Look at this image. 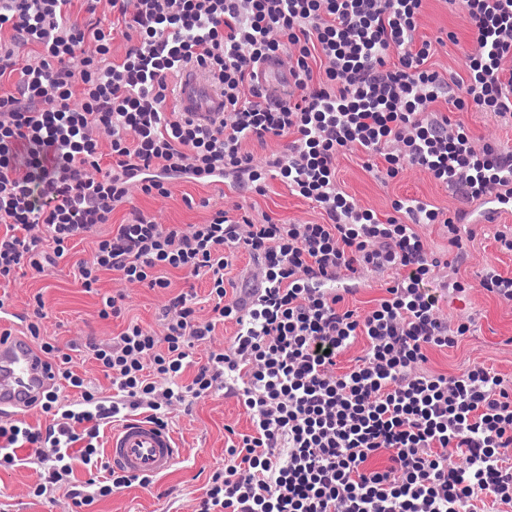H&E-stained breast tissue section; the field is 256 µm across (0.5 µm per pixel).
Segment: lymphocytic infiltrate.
<instances>
[{
    "mask_svg": "<svg viewBox=\"0 0 512 512\" xmlns=\"http://www.w3.org/2000/svg\"><path fill=\"white\" fill-rule=\"evenodd\" d=\"M424 0H0V286L18 271L48 275L75 239L130 205L90 259L77 261L82 288L102 272L150 289L170 273L207 277L213 302L197 317L187 290L162 311L156 336L129 322L111 344L87 353L116 394L97 396L73 358L41 334L42 297L25 315L31 342L49 358L58 385L39 402L46 428L0 420V470L42 465L40 497L73 473L74 463L103 479L72 485L74 506L139 484L111 469L100 428L127 413L167 428L172 403L217 392L250 411L253 431L226 448L196 512H478L476 501L512 507V382L481 363L461 374L424 371L427 353L457 347L471 320L449 324L431 292L442 264L417 232L442 225L464 256L474 230L467 214L419 200L393 201L381 216L340 187L338 156L360 153L385 181L406 166L424 169L462 201H497L512 211V149L477 144L462 121L440 112L476 110L512 121V0H461L471 31L464 75L435 70L436 46L419 33ZM112 16L102 25L101 9ZM136 33L112 59L115 34ZM95 54L84 52L87 41ZM287 58L293 84L271 99L261 64ZM194 67L224 97V116L205 126L170 107L172 80ZM110 138L102 148L97 131ZM282 143L255 160L249 142ZM101 177H91V170ZM230 178L239 192L265 195L280 179L313 203L318 224H281L218 208L184 232L132 207L133 191L170 197L176 180ZM45 226L47 237L35 235ZM261 272L259 286L226 279L238 251ZM388 273L384 297L366 315L348 309L361 273ZM236 331L227 348L192 365L195 344L219 325ZM350 370L337 358L357 340ZM196 371L181 390L168 380ZM79 399L64 406L59 391ZM387 454L385 468H368ZM459 455L464 466L451 465Z\"/></svg>",
    "mask_w": 512,
    "mask_h": 512,
    "instance_id": "1",
    "label": "lymphocytic infiltrate"
}]
</instances>
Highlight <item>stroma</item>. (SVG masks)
Instances as JSON below:
<instances>
[{
	"mask_svg": "<svg viewBox=\"0 0 512 512\" xmlns=\"http://www.w3.org/2000/svg\"><path fill=\"white\" fill-rule=\"evenodd\" d=\"M420 31L430 39L456 33L458 45L438 48L433 61L440 72L460 71L462 49L469 44V23L460 6H446L444 0H425ZM336 168L342 189L354 202L381 213L390 211L392 202L402 198H420L449 210L460 206L458 199L416 166L406 167L397 179L386 184L366 171L362 158L354 153L340 156ZM204 199L210 201V208L201 207ZM243 199L246 198L235 190L219 194L209 185L181 179L171 197L138 194L133 205L156 223L175 224L185 230L190 225L203 223L211 207L230 211ZM248 199L258 211L283 224L321 219L312 203L289 193L276 178L269 180L266 195ZM127 214L128 208L124 206L114 210L111 223L100 225L94 236L79 242L49 276L34 279L16 275L8 287L12 316L0 321V331L8 329L13 335H20L24 330L20 318L30 311L37 295L42 297L47 313L43 336L67 348L81 349L90 341L109 343L132 320L157 335H164L161 312L171 298L189 285L194 286L197 293L198 315L208 316L212 303L208 299V282L203 277L189 284L182 274L175 273L171 276V288L151 290L127 282L118 273L108 272L102 275L98 292L88 293L81 288L76 261L89 258L96 240L108 236L113 225L122 223ZM496 226L477 224L478 236L458 265L460 277L470 283L463 300L445 296L440 299L442 315L451 320L470 315L475 319V326L457 348L429 351L426 368L432 373L456 375L468 365L482 363L512 381V302L501 301L488 293L480 287L476 277L477 272L489 264L512 275V254L499 251L493 239ZM105 294L122 295L124 309L120 317L100 318L101 297ZM167 421L169 431L184 453L171 470L154 476L149 487L132 485L79 511L65 498L63 490H56L47 497L34 496L32 489L39 480V468L26 465L0 472V512H193L212 474L225 467L229 432L251 433L252 415L236 398L219 392L197 400L189 408L173 403L167 409Z\"/></svg>",
	"mask_w": 512,
	"mask_h": 512,
	"instance_id": "stroma-1",
	"label": "stroma"
}]
</instances>
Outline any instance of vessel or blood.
I'll list each match as a JSON object with an SVG mask.
<instances>
[{
    "mask_svg": "<svg viewBox=\"0 0 512 512\" xmlns=\"http://www.w3.org/2000/svg\"><path fill=\"white\" fill-rule=\"evenodd\" d=\"M265 84L277 97L289 90V75L278 61L265 66ZM180 111L208 124L224 115V99L200 72L184 71L176 89ZM53 384L42 354L26 337L0 343V418L23 416L35 398ZM107 454L113 468L127 474L156 475L169 471L182 454L173 435L152 424L131 420L113 432Z\"/></svg>",
    "mask_w": 512,
    "mask_h": 512,
    "instance_id": "vessel-or-blood-1",
    "label": "vessel or blood"
}]
</instances>
